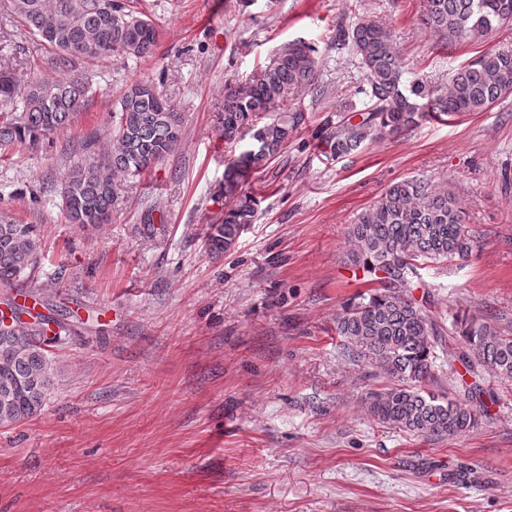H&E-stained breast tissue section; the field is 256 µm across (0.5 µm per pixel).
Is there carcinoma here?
Masks as SVG:
<instances>
[{
	"mask_svg": "<svg viewBox=\"0 0 512 512\" xmlns=\"http://www.w3.org/2000/svg\"><path fill=\"white\" fill-rule=\"evenodd\" d=\"M10 15L53 53L58 75L19 89L13 74L0 70V150L52 144L95 97L98 87L78 64L110 54L139 59L154 53L159 30L138 0H7ZM422 24L450 43L492 33L512 22V0H427ZM337 45L358 60L366 87L363 108L348 103L350 117L328 118L320 139L329 156L341 158L365 142L397 136L429 119L484 112L512 94V47L493 46L458 68L448 84L405 76L389 30L361 17L336 27ZM318 49L302 41L280 48L276 58L243 83L224 85V140L250 135L249 148L224 168V219L209 225L206 244L220 255L230 251L254 223L258 200L243 186L288 144L305 121L299 106L288 108L297 89L317 80ZM119 121L108 150L89 133L73 147V161L59 190L61 207L73 224H107L118 202L116 180L147 172L179 149L181 117L149 80L130 84L119 100ZM465 212L456 196L424 178L389 186L349 228L351 247L344 263L366 278L368 289L347 299L336 316V331L347 353L367 357L389 380L366 394L376 421L429 441L473 429L488 411L480 385L460 379L462 397L427 389L437 380V360L455 371L460 363L474 377L489 373L512 379V334L455 312L445 325L412 296L420 281L418 264L464 258L472 239L463 229ZM41 232L0 210V288L31 295L47 309L24 310L0 333V425L38 415L55 384L51 348L73 335L67 312L40 301L36 280ZM448 336V349L435 352Z\"/></svg>",
	"mask_w": 512,
	"mask_h": 512,
	"instance_id": "carcinoma-1",
	"label": "carcinoma"
}]
</instances>
